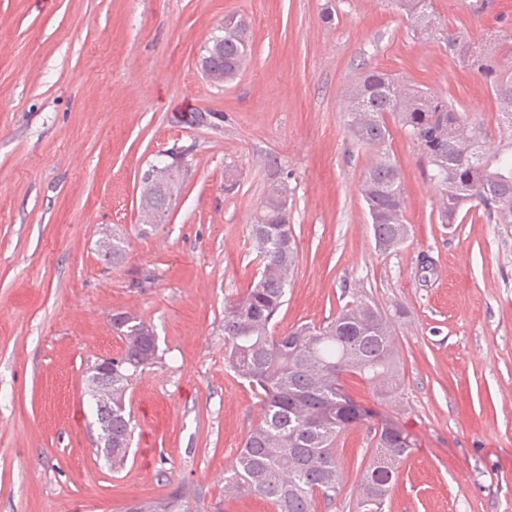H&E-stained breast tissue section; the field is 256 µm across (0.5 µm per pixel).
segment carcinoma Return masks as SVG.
I'll list each match as a JSON object with an SVG mask.
<instances>
[{
  "mask_svg": "<svg viewBox=\"0 0 512 512\" xmlns=\"http://www.w3.org/2000/svg\"><path fill=\"white\" fill-rule=\"evenodd\" d=\"M395 5L416 34L430 36L438 30L429 0H395ZM444 41L452 45V53L478 66L489 84L498 116V144L485 147L482 129L470 125L448 99L401 85L378 68L363 71L345 100L344 113L353 139L377 152L359 192L381 251L398 247L409 233L402 169L386 152L392 123L410 135L432 167L442 221L451 222L478 205L495 223L512 224V71L497 67L490 53L471 52L459 35L448 34ZM251 50L247 20L224 16L221 34L205 47L209 81L220 85L237 78ZM141 203L142 221L150 227L170 210L168 192L152 184L143 185ZM250 237L259 259L257 272L244 295L224 308V361L255 391L262 413L224 471V489L236 496H260L273 512H314L316 496L331 500L341 491L337 437L377 416L348 395L341 376H360L383 399L397 393L392 323L371 301L358 298L322 326L297 324L273 334L272 321L285 304L299 262L286 182L268 187L252 216ZM104 253L112 257V266L120 265L125 238L112 234ZM112 327L125 343L122 354L112 359V386L89 376L86 393L95 407L112 409V425L99 419L95 424L98 443L112 438V465L121 466L133 431L126 394L136 376L155 363L158 342L151 324L132 313L112 315ZM374 439L378 453L361 482L359 512H383L397 465L412 450L405 432L390 422L374 430ZM126 512L187 508L181 497L171 494L135 501Z\"/></svg>",
  "mask_w": 512,
  "mask_h": 512,
  "instance_id": "carcinoma-1",
  "label": "carcinoma"
}]
</instances>
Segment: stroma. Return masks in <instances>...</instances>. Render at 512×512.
I'll use <instances>...</instances> for the list:
<instances>
[{
  "instance_id": "stroma-1",
  "label": "stroma",
  "mask_w": 512,
  "mask_h": 512,
  "mask_svg": "<svg viewBox=\"0 0 512 512\" xmlns=\"http://www.w3.org/2000/svg\"><path fill=\"white\" fill-rule=\"evenodd\" d=\"M431 11L512 70V0ZM228 14L248 19L252 54L218 86L198 60ZM369 66L448 98L496 146L482 75L415 38L390 0H0V512H125L174 490L189 512H272L224 492L261 412L224 363V308L255 272L250 217L276 175L300 253L276 332L360 296L392 318L400 396L342 379L414 443L384 512H512V224L478 208L442 223L396 128L410 236L376 249L359 192L376 154L342 111ZM195 112L224 122L193 125ZM174 147L183 182L165 222L142 228L141 175ZM112 231L128 242L117 267L97 253ZM118 311L152 324L159 359L127 392L135 432L115 468L96 452L85 376L122 352ZM373 428L339 435L342 489L315 512H357Z\"/></svg>"
}]
</instances>
